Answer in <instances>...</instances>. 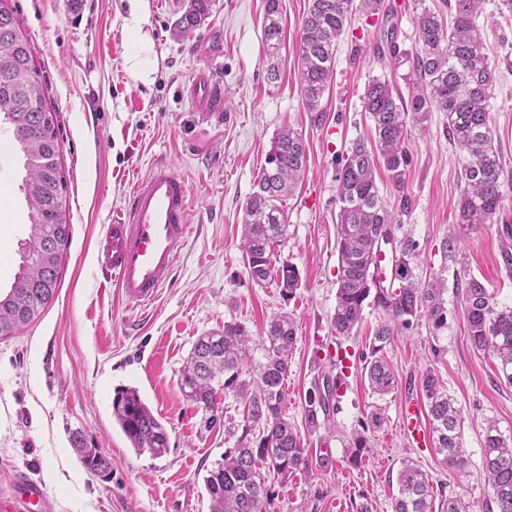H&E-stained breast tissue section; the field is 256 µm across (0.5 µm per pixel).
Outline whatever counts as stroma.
Here are the masks:
<instances>
[{
	"instance_id": "obj_1",
	"label": "stroma",
	"mask_w": 512,
	"mask_h": 512,
	"mask_svg": "<svg viewBox=\"0 0 512 512\" xmlns=\"http://www.w3.org/2000/svg\"><path fill=\"white\" fill-rule=\"evenodd\" d=\"M187 0H9L44 76L47 103L57 112L60 162L66 181L71 236L64 249L58 290L20 334L0 340V497L9 496L18 472L40 480L58 512H209L203 479L241 433L242 409L233 395L217 394L222 425L180 389L181 370L197 338L243 324L260 335L288 313L297 342L285 377V415L295 424L309 468L273 483V512H392L403 462L425 471L435 489L458 495L473 512H487L492 491L482 472L483 428L495 421L512 434V386L499 376L489 352L472 347L465 330L456 278L481 280L500 306H512V208L495 224H463L458 203L460 153L448 135V115L431 113L409 123L411 157L404 193L386 174L381 195L398 205L408 195L404 229L418 244L420 281L447 279L448 326L433 332L426 319L400 330L384 350L397 379L391 394L373 395L361 376L384 314L366 307L355 335L336 336V173L353 142L372 140L361 98L369 78L402 81L407 65L391 68L377 50L383 29L398 27L402 50L414 52L416 0H382L378 11L357 12L337 45L336 73L320 112L307 111L298 80L299 30L308 0H281L288 60L279 86L262 68L265 0H213L210 15L186 36L172 35ZM486 0L477 23L495 70L490 101L493 142L505 161L503 192L512 201V27ZM139 8L150 41V67L133 74L126 20ZM207 73L223 92L218 115L198 112L188 89ZM301 132L306 169L285 204L288 236L277 260L299 269L303 286L289 301L275 283L259 286L240 248L243 212L254 192L274 135L284 125ZM0 135V287L17 270V242L29 232L20 185L23 159ZM158 161L168 162L192 191L191 229L172 284L143 309L121 298L99 270L95 253L102 227L126 202L132 182ZM463 250L458 262L442 250L446 235ZM346 350L348 369L335 398L334 430L308 429L305 396L315 382L335 375L329 356ZM433 370L463 420L468 465L464 474L444 466L434 447H416L402 427L407 402L428 407L419 378ZM132 387L159 415L169 433L160 457L136 452L112 415L115 389ZM383 422L367 431L359 465L348 461L353 432L373 409ZM81 433L88 447L112 460L108 478L88 473L71 445Z\"/></svg>"
}]
</instances>
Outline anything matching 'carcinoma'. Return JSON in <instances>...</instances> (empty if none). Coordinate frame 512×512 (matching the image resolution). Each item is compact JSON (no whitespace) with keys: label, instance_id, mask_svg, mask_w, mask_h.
I'll list each match as a JSON object with an SVG mask.
<instances>
[{"label":"carcinoma","instance_id":"cac0c4a2","mask_svg":"<svg viewBox=\"0 0 512 512\" xmlns=\"http://www.w3.org/2000/svg\"><path fill=\"white\" fill-rule=\"evenodd\" d=\"M484 0H453L452 22L444 24L439 13L424 7L417 16V44L408 54L396 44V28L383 33L389 56L398 65L409 63L408 95L392 80L373 77L365 85L363 107L374 127L375 147L356 141L336 175L339 204L337 222V291L331 317L338 336H348L361 323L365 307L384 311L387 319L375 332L361 369L373 394L394 392L396 378L383 350L400 328L414 318L425 317L440 330L448 323L444 295L445 279L423 283L414 275L418 244L408 235L399 239L395 258L402 271L393 287L378 288L377 239L386 227L402 230L400 215L390 210L376 182L377 167L388 174L392 188L401 193L407 183L409 152L405 143L408 120H428L432 112L448 113V133L462 152L459 202L462 224H496L505 209L502 191L505 172L502 156L494 147L488 110L495 71L486 53L476 18ZM381 0H309L299 38V81L303 103L309 112H321L336 64L337 45L350 29L352 14L379 9ZM212 0H189L176 20L173 35L195 30L210 14ZM263 37L266 80L279 82L286 59L282 58L280 0H265ZM10 130L13 143L24 157L23 191L29 210L30 233L20 242V264L14 281L0 294V339L11 338L32 323L54 297L61 271L63 250H54L58 238L67 242L70 224L66 218L65 182L58 154L56 112L46 102L40 73L34 64L27 37L7 0H0V125ZM305 145L301 133L288 125L273 137L265 168L256 191L244 207L242 251L251 280L262 285L273 281L283 299L290 300L302 287L299 269L290 261L273 262V249L286 239L288 224L284 201L293 193L304 173ZM458 292L466 317L471 345L488 350L499 364L501 377L512 385V307H500L488 288L474 277L460 281ZM263 350V362L248 367L252 344ZM296 343L293 319L286 313L274 318L259 340L246 327L224 324L221 332L197 339L182 370L185 396L208 413L213 426L222 420L215 397L231 392L244 407L242 432L234 447L224 449L222 461L207 471L204 479L210 497V512H269L273 491L271 479L283 483L309 468L307 450L297 428L285 417L288 399L284 380L289 356ZM342 385L341 375L325 377L323 387L306 399L308 425L330 421V401ZM429 400L434 448L448 467L464 471L461 415L453 398L445 393L434 371L420 377ZM113 416L132 447L153 456L168 448V433L162 421L134 389H120L112 400ZM382 422L381 413H371L369 422L351 436L348 458L361 462L367 448V431ZM260 427L262 433L253 435ZM75 451L87 472L106 478L112 461L99 448H89L78 433ZM482 470L493 491L494 512H512V435L505 436L496 423L486 422L483 435ZM458 495H436L428 475L413 463L403 464L398 474V495L393 512H470Z\"/></svg>","mask_w":512,"mask_h":512}]
</instances>
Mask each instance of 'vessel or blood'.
I'll return each mask as SVG.
<instances>
[{"mask_svg":"<svg viewBox=\"0 0 512 512\" xmlns=\"http://www.w3.org/2000/svg\"><path fill=\"white\" fill-rule=\"evenodd\" d=\"M198 111L213 112L216 92L209 76L191 84ZM190 190L164 162L155 163L128 194L125 206L104 225L97 264L125 301L154 303L171 282L177 254L190 226ZM16 495L0 502V512H55V502L39 483L20 475Z\"/></svg>","mask_w":512,"mask_h":512,"instance_id":"b4317fda","label":"vessel or blood"}]
</instances>
